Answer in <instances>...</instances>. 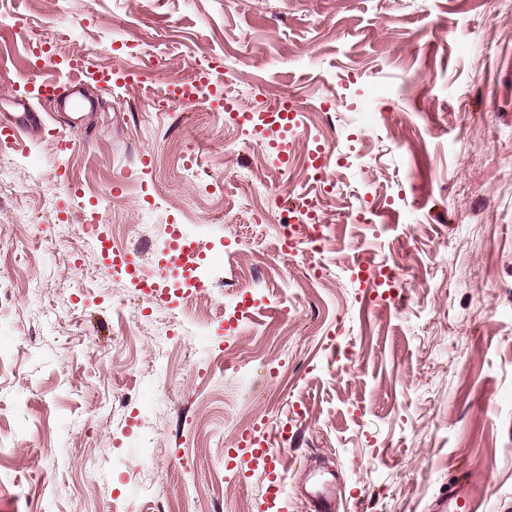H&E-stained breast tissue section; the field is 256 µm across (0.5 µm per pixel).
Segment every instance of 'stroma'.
Returning <instances> with one entry per match:
<instances>
[{
    "label": "stroma",
    "instance_id": "stroma-1",
    "mask_svg": "<svg viewBox=\"0 0 512 512\" xmlns=\"http://www.w3.org/2000/svg\"><path fill=\"white\" fill-rule=\"evenodd\" d=\"M79 56L132 71L84 79L82 124L38 93ZM285 93L288 131L224 107ZM18 94L42 123L0 152V512H311L307 467L336 512H429L455 477L512 512V0H0V113ZM319 146L315 258L277 220ZM249 437L275 480L228 457Z\"/></svg>",
    "mask_w": 512,
    "mask_h": 512
}]
</instances>
